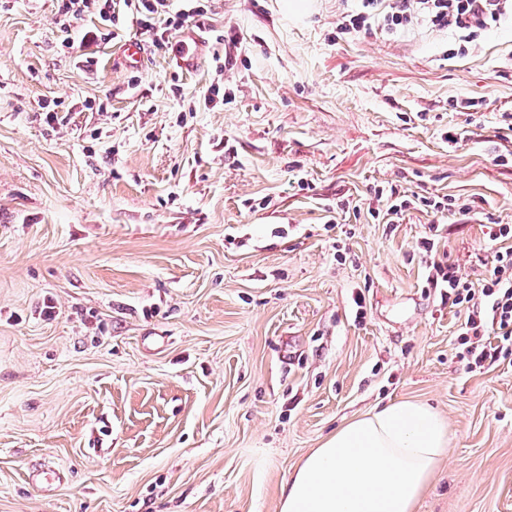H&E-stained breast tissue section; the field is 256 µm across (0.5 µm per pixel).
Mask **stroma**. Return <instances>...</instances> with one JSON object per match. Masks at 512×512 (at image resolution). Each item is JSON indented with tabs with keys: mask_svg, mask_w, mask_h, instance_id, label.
<instances>
[{
	"mask_svg": "<svg viewBox=\"0 0 512 512\" xmlns=\"http://www.w3.org/2000/svg\"><path fill=\"white\" fill-rule=\"evenodd\" d=\"M59 5L0 0V512H279L403 400L451 445L417 512H512V367L467 369L427 281L479 285L512 225V22L462 52L338 33L339 0H168L201 12L187 73L130 10L64 34ZM393 185L457 209L383 223Z\"/></svg>",
	"mask_w": 512,
	"mask_h": 512,
	"instance_id": "obj_1",
	"label": "stroma"
}]
</instances>
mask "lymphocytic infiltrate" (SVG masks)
<instances>
[{"label": "lymphocytic infiltrate", "instance_id": "f902f5d3", "mask_svg": "<svg viewBox=\"0 0 512 512\" xmlns=\"http://www.w3.org/2000/svg\"><path fill=\"white\" fill-rule=\"evenodd\" d=\"M337 16L339 33L355 37L375 30L391 34L425 26L456 35L470 44L485 31L512 19V0H342ZM499 243L495 264L480 288L462 281L454 265L436 266L433 287L443 300L462 309L458 328L459 356L470 371L512 359V226L497 224L488 231Z\"/></svg>", "mask_w": 512, "mask_h": 512}]
</instances>
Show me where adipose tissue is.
Segmentation results:
<instances>
[{"label": "adipose tissue", "instance_id": "ef3b65f1", "mask_svg": "<svg viewBox=\"0 0 512 512\" xmlns=\"http://www.w3.org/2000/svg\"><path fill=\"white\" fill-rule=\"evenodd\" d=\"M450 448L448 424L420 402L356 418L290 475L279 512H416Z\"/></svg>", "mask_w": 512, "mask_h": 512}]
</instances>
